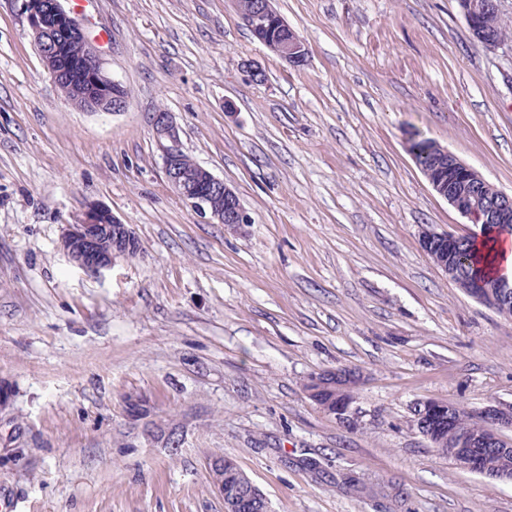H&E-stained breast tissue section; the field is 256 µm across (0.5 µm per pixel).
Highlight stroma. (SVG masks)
I'll return each instance as SVG.
<instances>
[{"instance_id":"obj_1","label":"stroma","mask_w":512,"mask_h":512,"mask_svg":"<svg viewBox=\"0 0 512 512\" xmlns=\"http://www.w3.org/2000/svg\"><path fill=\"white\" fill-rule=\"evenodd\" d=\"M274 5L302 66L232 0H91L127 91L112 114L65 98L0 0V493L16 512H224L219 456L270 512H512V482L459 469L415 425L430 399L512 409V317L422 249L421 227H476L410 154L432 140L512 194V49L477 43L458 0ZM159 111L174 140L154 137ZM173 147L250 224L195 213L168 182ZM94 203L140 244L96 273L60 246ZM343 366L363 374L346 422L305 388ZM232 1L236 6L242 23L251 29L254 36L268 49L293 66H300L305 62L307 50L303 41L277 12L273 0L256 1L250 11L245 10L241 2L243 1L244 5L249 7L254 2L253 0ZM271 24L277 26L279 29L278 31L275 29L270 31V37L272 39L280 38L282 34L281 30L287 31L288 37L270 40L267 36V31Z\"/></svg>"}]
</instances>
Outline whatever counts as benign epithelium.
Listing matches in <instances>:
<instances>
[{
    "label": "benign epithelium",
    "instance_id": "7a95c632",
    "mask_svg": "<svg viewBox=\"0 0 512 512\" xmlns=\"http://www.w3.org/2000/svg\"><path fill=\"white\" fill-rule=\"evenodd\" d=\"M19 11L33 36L34 45L44 69L53 81L67 75L77 76L71 84L68 100L76 106H85L89 101L97 102L95 110L120 112L125 107L120 84L106 72L99 53L88 37L86 29L60 0H18ZM242 23L251 29L254 36L268 49L293 66L302 65L307 56L303 41L288 26L274 7V0H257L246 10L241 0H233ZM461 11L473 36L484 47L497 49L507 45L508 40L494 34L487 21L492 16L502 15L501 0H461ZM288 32V37L271 40L267 36L269 26ZM157 137L174 138L170 113L157 112L153 118ZM428 150L438 153L445 165L435 174L427 176L432 189L459 212L471 224H508L512 222V194L501 190L492 193L491 184L479 171L461 161L448 149L429 142ZM165 172L172 188L192 209L209 216V219L226 227L241 228L250 223V218L240 204L235 191L208 169L197 165L186 167L181 162V151L169 149L165 155ZM224 196V208L214 206L215 197ZM447 245L439 253H433L432 239ZM458 236L435 229L420 228L419 240L424 251L431 254L435 264L445 273L448 259L457 252ZM61 245L71 260L78 266L96 272L112 266L117 257H130L136 250L138 239L130 227L122 223L112 211L102 205H92L82 219L68 224L61 237ZM311 400L334 416L350 413L351 403L343 399V393L335 383H327L313 376L312 388L308 391ZM443 401L428 400L424 409L417 413L416 423L422 427L429 421L447 413ZM488 420L497 433L512 429V411L491 409ZM209 469L215 488L224 494V472L238 470L237 463L229 457H217L210 461ZM263 493L246 481L241 490L224 499V512H244Z\"/></svg>",
    "mask_w": 512,
    "mask_h": 512
}]
</instances>
